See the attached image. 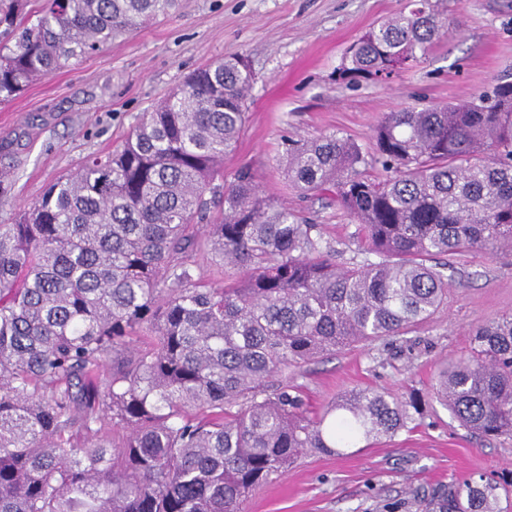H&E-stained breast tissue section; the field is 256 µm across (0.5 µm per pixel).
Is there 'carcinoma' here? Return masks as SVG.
Returning <instances> with one entry per match:
<instances>
[{
	"label": "carcinoma",
	"instance_id": "obj_1",
	"mask_svg": "<svg viewBox=\"0 0 512 512\" xmlns=\"http://www.w3.org/2000/svg\"><path fill=\"white\" fill-rule=\"evenodd\" d=\"M20 2L0 9V104L178 0H43L33 18ZM442 2L409 0L364 33L339 78L418 63L448 31ZM253 82L238 54L199 69L122 149L0 224V512H239L307 450L423 414L360 389L311 418L279 375L429 320L448 304L435 259L512 251V81L388 113L370 154L336 132L283 142L289 185L336 202L378 257L343 267L258 171L224 181ZM203 247L224 280L197 277ZM435 395L471 434L512 436V313L473 329ZM503 493L512 480L466 479L439 512H502Z\"/></svg>",
	"mask_w": 512,
	"mask_h": 512
}]
</instances>
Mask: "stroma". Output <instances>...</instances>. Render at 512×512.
Here are the masks:
<instances>
[{
    "instance_id": "stroma-1",
    "label": "stroma",
    "mask_w": 512,
    "mask_h": 512,
    "mask_svg": "<svg viewBox=\"0 0 512 512\" xmlns=\"http://www.w3.org/2000/svg\"><path fill=\"white\" fill-rule=\"evenodd\" d=\"M407 0H180L175 13L51 72L0 105V222L40 198L92 154L120 147L143 113L198 68L244 55L256 82L248 127L225 175L252 166L262 189L321 224L338 264L367 258L334 206L301 198L275 166L282 141L336 131L373 151L390 112L457 102L512 75V0H447L450 26L419 64L348 83V48ZM448 304L415 331L354 345L289 370L310 412L365 388L424 400L415 428L343 454L312 452L255 489L241 512H438L456 483L512 471V437L471 435L432 401L445 364L466 356L479 324L512 312V252L454 259Z\"/></svg>"
}]
</instances>
